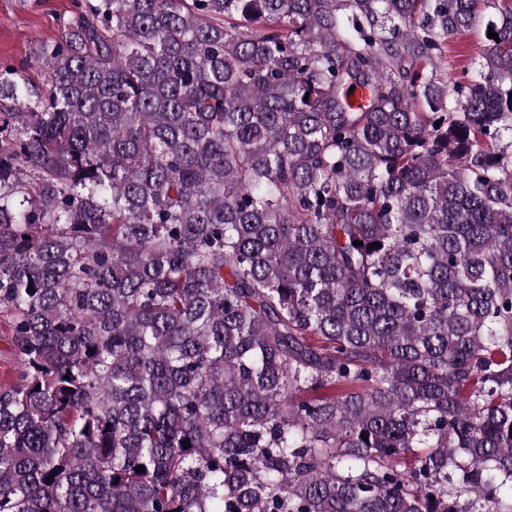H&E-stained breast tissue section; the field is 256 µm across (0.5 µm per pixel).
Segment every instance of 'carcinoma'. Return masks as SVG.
I'll list each match as a JSON object with an SVG mask.
<instances>
[{
    "label": "carcinoma",
    "mask_w": 512,
    "mask_h": 512,
    "mask_svg": "<svg viewBox=\"0 0 512 512\" xmlns=\"http://www.w3.org/2000/svg\"><path fill=\"white\" fill-rule=\"evenodd\" d=\"M37 61L0 512H512V0H79ZM481 19L473 28L448 40V76L461 80L472 73L478 55L485 44V27Z\"/></svg>",
    "instance_id": "cac0c4a2"
}]
</instances>
